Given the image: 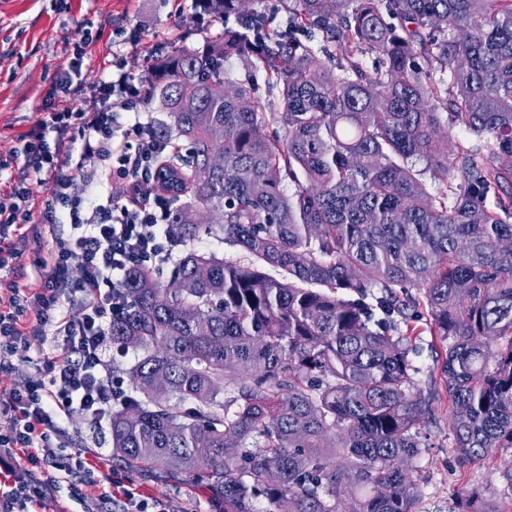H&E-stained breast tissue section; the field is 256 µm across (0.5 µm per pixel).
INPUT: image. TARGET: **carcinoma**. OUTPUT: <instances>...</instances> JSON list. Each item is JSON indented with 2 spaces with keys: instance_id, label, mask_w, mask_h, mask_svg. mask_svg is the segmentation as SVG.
Wrapping results in <instances>:
<instances>
[{
  "instance_id": "carcinoma-1",
  "label": "carcinoma",
  "mask_w": 512,
  "mask_h": 512,
  "mask_svg": "<svg viewBox=\"0 0 512 512\" xmlns=\"http://www.w3.org/2000/svg\"><path fill=\"white\" fill-rule=\"evenodd\" d=\"M206 2L236 24L143 75L164 133L186 142L165 164L183 178L165 184L169 232L188 245L202 205L254 261L189 250L166 285L130 271L112 342L138 355L117 368L132 392L112 410V450L203 485L222 512L259 498L265 512H412L432 413L412 323L442 344L460 459L512 448V0H295L288 35L248 0ZM448 29L462 36L435 37ZM227 56L280 86L281 111L224 78ZM437 67L455 88L448 120ZM455 124L484 145L448 150Z\"/></svg>"
}]
</instances>
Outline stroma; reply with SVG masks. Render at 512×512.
I'll return each mask as SVG.
<instances>
[{"label":"stroma","instance_id":"35a3bbf8","mask_svg":"<svg viewBox=\"0 0 512 512\" xmlns=\"http://www.w3.org/2000/svg\"><path fill=\"white\" fill-rule=\"evenodd\" d=\"M206 22L193 0H0V160L9 158L16 136L36 123L40 104L52 93L58 72L67 67L85 33H92L94 40L86 45L80 80L92 93L112 71L117 31L137 32V40L124 49L123 62L140 76L162 52L157 45L160 35H194ZM192 44L198 47L202 41L194 35ZM441 354V343L425 332L417 336L410 354L417 388L435 398V417L422 428L427 446L412 464L419 487L414 512H458L459 492L472 488L486 490L499 512H512V495L497 478L512 451L500 449L490 457L462 462L452 446ZM68 432L74 446L89 447L103 467L124 473L109 429L95 430L76 416ZM133 481L142 496L166 501L170 512H217L201 485L154 473L134 475Z\"/></svg>","mask_w":512,"mask_h":512}]
</instances>
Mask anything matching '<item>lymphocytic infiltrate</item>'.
Segmentation results:
<instances>
[{
    "instance_id": "obj_1",
    "label": "lymphocytic infiltrate",
    "mask_w": 512,
    "mask_h": 512,
    "mask_svg": "<svg viewBox=\"0 0 512 512\" xmlns=\"http://www.w3.org/2000/svg\"><path fill=\"white\" fill-rule=\"evenodd\" d=\"M84 55L74 50L57 75L68 106L44 102L41 119L17 138L21 173L0 193V272L11 278L0 292V347L51 339L37 361L39 380H17L0 396V415L11 419L0 454L23 461L0 475V512H35L64 482L99 488L101 504L111 503L114 475L97 474L65 425L80 415L102 428L126 398L106 358L112 319L125 308L124 279L134 266L172 256L171 204L156 175L162 156L180 155L182 146L136 113L145 87L123 66L85 98ZM35 181L46 188L39 201ZM104 182L108 194L94 196ZM28 261L43 277L35 291L13 279Z\"/></svg>"
}]
</instances>
